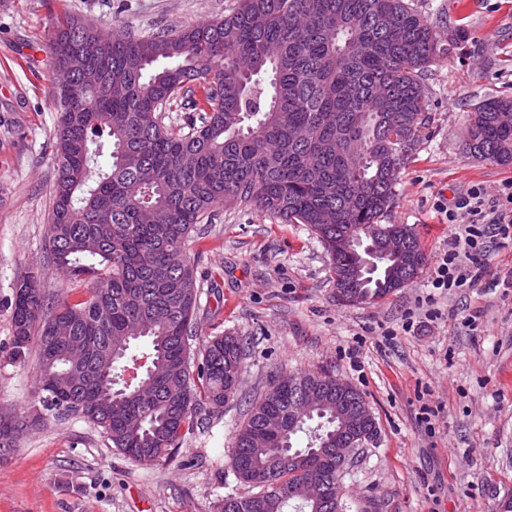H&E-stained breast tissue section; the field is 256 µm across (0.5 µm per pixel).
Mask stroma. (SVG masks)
Wrapping results in <instances>:
<instances>
[{
  "label": "stroma",
  "instance_id": "obj_1",
  "mask_svg": "<svg viewBox=\"0 0 512 512\" xmlns=\"http://www.w3.org/2000/svg\"><path fill=\"white\" fill-rule=\"evenodd\" d=\"M462 38L427 74L429 125L400 172L385 221L410 225L426 263L394 294L342 305L311 229L254 206L217 205L185 245L195 266L190 340L230 334L246 346L235 397L202 415L180 448L152 464L113 448L80 418L24 431L0 458V512H218L253 494L231 463L232 438L279 376L327 371L356 387L377 422L343 480L347 512H499L512 494V240L492 239L472 288L419 302L454 227L439 204L478 185L497 197L512 165L470 156L476 108L512 94V0H413ZM238 0H0V407L29 412L36 372L10 356L15 280L41 267L46 294L69 300L45 254L58 112L46 35L63 15L148 35L224 17ZM414 329L402 331L406 318ZM390 338H383V331Z\"/></svg>",
  "mask_w": 512,
  "mask_h": 512
}]
</instances>
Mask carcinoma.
I'll use <instances>...</instances> for the list:
<instances>
[{"label": "carcinoma", "mask_w": 512, "mask_h": 512, "mask_svg": "<svg viewBox=\"0 0 512 512\" xmlns=\"http://www.w3.org/2000/svg\"><path fill=\"white\" fill-rule=\"evenodd\" d=\"M444 33L409 0H239L223 19L173 34L59 19L47 40L53 72L79 52L98 78L51 88L59 118L46 254L86 283L87 297L48 298L38 267L14 283L11 357L24 364L37 348L34 421L80 417L149 465L194 430L203 407L236 394L242 339L203 341L195 371L188 353L197 288L185 242L218 203L309 226L353 304L418 276L409 258L425 255L413 228L381 218L428 121L424 80L446 53ZM180 102L198 112L186 134L161 121ZM473 121L466 151L512 164V98L483 102ZM387 235L402 239L399 252L376 249ZM336 382L323 372L271 384L233 437L238 478L261 491L227 496L220 512L345 510L296 492L316 477L336 496L339 441L367 425L363 394L348 384L338 403ZM309 386L322 401L293 425L290 396ZM21 424L0 409V449L15 447ZM301 434L308 445L297 448Z\"/></svg>", "instance_id": "carcinoma-1"}]
</instances>
